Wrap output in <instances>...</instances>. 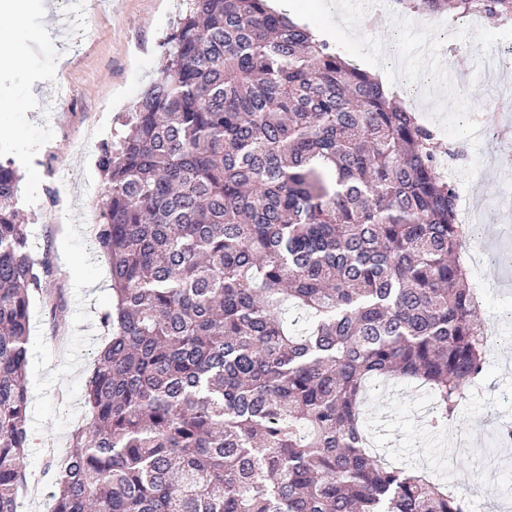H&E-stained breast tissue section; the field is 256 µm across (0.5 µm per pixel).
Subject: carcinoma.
I'll list each match as a JSON object with an SVG mask.
<instances>
[{"label":"carcinoma","mask_w":512,"mask_h":512,"mask_svg":"<svg viewBox=\"0 0 512 512\" xmlns=\"http://www.w3.org/2000/svg\"><path fill=\"white\" fill-rule=\"evenodd\" d=\"M512 17V0H398ZM97 155L108 342L52 512H466L365 447L366 383L429 386L433 428L489 366L434 133L267 0H186ZM0 155V512L26 482L30 251Z\"/></svg>","instance_id":"carcinoma-1"}]
</instances>
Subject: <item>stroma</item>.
I'll return each mask as SVG.
<instances>
[{
    "label": "stroma",
    "mask_w": 512,
    "mask_h": 512,
    "mask_svg": "<svg viewBox=\"0 0 512 512\" xmlns=\"http://www.w3.org/2000/svg\"><path fill=\"white\" fill-rule=\"evenodd\" d=\"M183 10V0H111L98 11L76 9L68 0H28L25 25L0 17L26 49L22 65H0V150L14 158L22 176L30 249L51 259L65 303L55 312L36 297L30 304L24 463L27 482L38 483L43 497L20 490L19 512H51L54 506L46 462L66 454L84 418L85 383L102 347L86 323L100 321L112 302L108 261L90 237L105 185L96 149L79 145L110 138L118 129L122 113L159 74L163 42ZM416 19L393 0H356L333 43L367 72L390 68L397 83L438 85V95L401 103L441 143L458 150V170L451 175L458 190L467 189L473 170L484 174L472 198L473 231L461 247L487 249L489 258L472 270L470 285L484 294L480 322L500 321L512 312V207L504 203L512 195V132L486 108L496 96L488 78L462 79L452 68L478 48L493 55L497 77L512 81V19L490 24L445 13L423 28ZM376 42L391 45V53H367L366 44ZM466 393L459 413L464 438L476 449L494 446L496 430L512 424V342L495 347L485 377ZM429 405L425 390L411 382L392 380L386 389L367 391L373 448L412 466L438 462L446 441L420 419ZM511 474L512 464L493 455L469 470L487 493L482 512H512V502L500 495Z\"/></svg>",
    "instance_id": "stroma-1"
}]
</instances>
